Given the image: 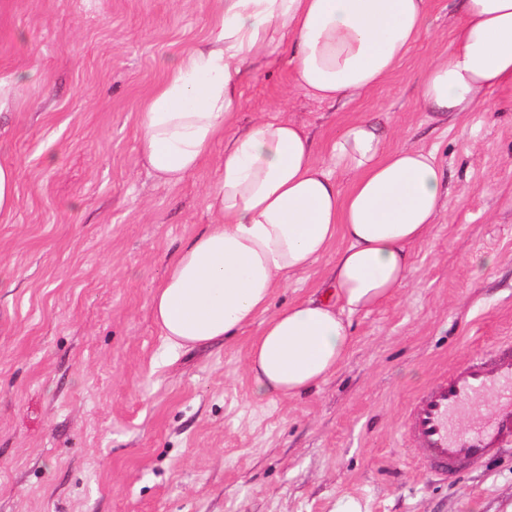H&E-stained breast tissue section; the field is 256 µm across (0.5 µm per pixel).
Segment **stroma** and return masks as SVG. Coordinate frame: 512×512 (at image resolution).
Returning a JSON list of instances; mask_svg holds the SVG:
<instances>
[{
    "label": "stroma",
    "mask_w": 512,
    "mask_h": 512,
    "mask_svg": "<svg viewBox=\"0 0 512 512\" xmlns=\"http://www.w3.org/2000/svg\"><path fill=\"white\" fill-rule=\"evenodd\" d=\"M429 5L396 75L353 102L295 91L284 51L242 87L238 127L292 121L320 162L338 129L381 115L392 146L434 153L450 198L407 285L351 316L336 373L259 401L246 370L259 324L173 350L150 312L167 263L216 221L218 170L157 182L139 105L208 34L213 0H0V70L43 76L0 118V162L18 166L0 222V512H512V450L441 479L402 437L418 389L512 340V85L491 111L431 122L418 82L460 0Z\"/></svg>",
    "instance_id": "stroma-1"
}]
</instances>
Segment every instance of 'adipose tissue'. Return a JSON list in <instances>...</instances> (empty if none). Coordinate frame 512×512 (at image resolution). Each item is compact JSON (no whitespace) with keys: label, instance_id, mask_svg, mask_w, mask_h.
Listing matches in <instances>:
<instances>
[{"label":"adipose tissue","instance_id":"adipose-tissue-1","mask_svg":"<svg viewBox=\"0 0 512 512\" xmlns=\"http://www.w3.org/2000/svg\"><path fill=\"white\" fill-rule=\"evenodd\" d=\"M216 2L206 38L170 63L139 112L142 157L160 182L178 185L212 159L220 172L207 194L216 221L167 264L151 313L174 349L260 323L247 359L254 398L298 397L347 358L350 316L406 285L410 249L428 237L449 194L434 154L392 147V128L375 116L346 125L321 164L310 133L291 121L260 115L236 129L241 88L253 66L288 46L299 92L330 104L364 96L429 30V0ZM506 84L512 0H462L447 51L421 75L422 110L454 121ZM329 254L317 297L273 308L279 289Z\"/></svg>","mask_w":512,"mask_h":512}]
</instances>
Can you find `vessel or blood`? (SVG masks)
Instances as JSON below:
<instances>
[{
    "label": "vessel or blood",
    "instance_id": "vessel-or-blood-1",
    "mask_svg": "<svg viewBox=\"0 0 512 512\" xmlns=\"http://www.w3.org/2000/svg\"><path fill=\"white\" fill-rule=\"evenodd\" d=\"M467 413L475 419L460 428ZM408 431L418 464L445 476L512 444V345L476 352L464 367L419 390L409 403Z\"/></svg>",
    "mask_w": 512,
    "mask_h": 512
}]
</instances>
